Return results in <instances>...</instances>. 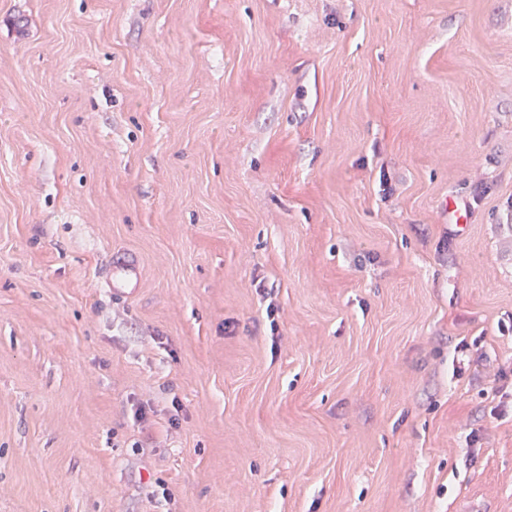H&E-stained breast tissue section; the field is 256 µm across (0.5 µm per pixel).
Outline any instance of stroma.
Segmentation results:
<instances>
[{
	"instance_id": "stroma-1",
	"label": "stroma",
	"mask_w": 512,
	"mask_h": 512,
	"mask_svg": "<svg viewBox=\"0 0 512 512\" xmlns=\"http://www.w3.org/2000/svg\"><path fill=\"white\" fill-rule=\"evenodd\" d=\"M511 213L512 0H0V512H512Z\"/></svg>"
}]
</instances>
